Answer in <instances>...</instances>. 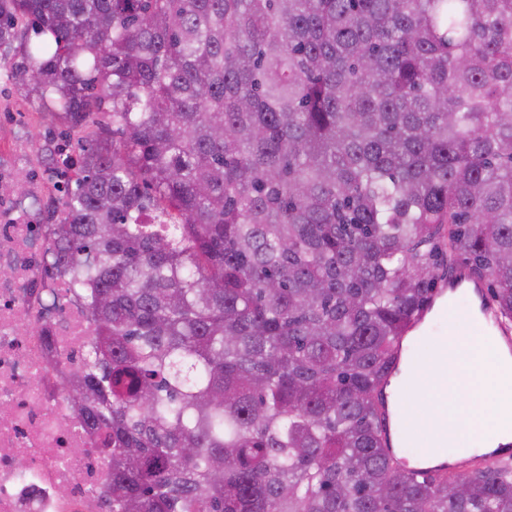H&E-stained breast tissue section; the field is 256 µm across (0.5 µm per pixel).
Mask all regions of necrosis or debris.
Listing matches in <instances>:
<instances>
[{"mask_svg":"<svg viewBox=\"0 0 512 512\" xmlns=\"http://www.w3.org/2000/svg\"><path fill=\"white\" fill-rule=\"evenodd\" d=\"M24 139L0 141V512H108L96 437L56 389L85 364L84 300L51 268L38 215L61 184ZM26 198H19L18 179Z\"/></svg>","mask_w":512,"mask_h":512,"instance_id":"1","label":"necrosis or debris"}]
</instances>
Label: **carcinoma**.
Returning a JSON list of instances; mask_svg holds the SVG:
<instances>
[{"label":"carcinoma","mask_w":512,"mask_h":512,"mask_svg":"<svg viewBox=\"0 0 512 512\" xmlns=\"http://www.w3.org/2000/svg\"><path fill=\"white\" fill-rule=\"evenodd\" d=\"M0 70L93 128L50 254L112 512H512L384 400L457 266L512 327V0H0Z\"/></svg>","instance_id":"cac0c4a2"}]
</instances>
